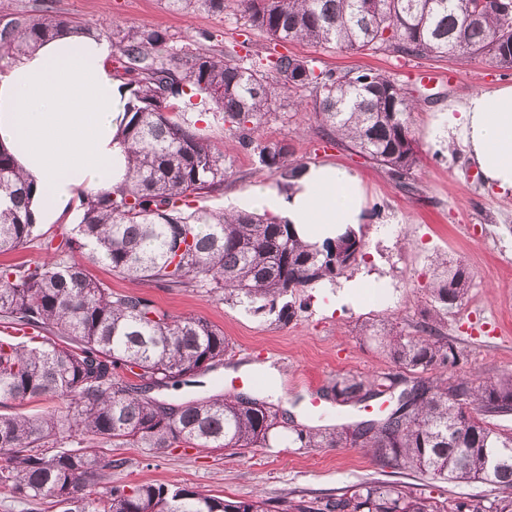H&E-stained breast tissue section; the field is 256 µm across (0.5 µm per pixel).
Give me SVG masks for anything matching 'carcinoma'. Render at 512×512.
Returning <instances> with one entry per match:
<instances>
[{
    "instance_id": "obj_1",
    "label": "carcinoma",
    "mask_w": 512,
    "mask_h": 512,
    "mask_svg": "<svg viewBox=\"0 0 512 512\" xmlns=\"http://www.w3.org/2000/svg\"><path fill=\"white\" fill-rule=\"evenodd\" d=\"M169 9L221 15L230 0H166ZM250 26L275 44L305 41L403 58L487 57L512 69V0H235ZM67 22L52 0L30 14L0 2V67L54 38ZM132 98L123 138L125 184L82 198V218L53 258L0 265V327L31 328L15 342L0 338V407L50 398L40 414H0V486L25 500H51L64 512H269L263 499L235 500L162 483L105 485L122 458L87 448H269L278 433L301 448H364L377 466L434 481H481L512 488V434L488 417L512 414V373L484 379L441 375L420 380L385 412L331 431L282 421L263 399L214 395L173 406L154 388L194 386L229 351L224 330L202 317H180L137 293H116L89 265L164 288H192L246 305L285 324L296 294L332 281L356 261L357 232L320 245L302 243L293 225L266 214L194 208L189 198L223 189L233 175L226 149L197 127L193 92L222 116L239 147L259 167L292 177L286 141L257 142L253 127L278 103L313 97L327 137L383 168L404 189L419 161L410 129L415 102L373 69L317 72L310 61L280 54L267 63L208 52L163 51V29L106 24ZM33 187L0 145V254L43 237L28 208ZM472 286L465 268H446L431 286L437 311L461 307ZM409 371L456 367L463 353L436 325L412 336L389 329L366 337ZM386 378L341 376L327 387L337 403L385 394ZM284 512H512V499L450 501L440 508L399 482L368 479L336 495L284 501Z\"/></svg>"
}]
</instances>
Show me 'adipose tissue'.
Returning <instances> with one entry per match:
<instances>
[{
	"label": "adipose tissue",
	"mask_w": 512,
	"mask_h": 512,
	"mask_svg": "<svg viewBox=\"0 0 512 512\" xmlns=\"http://www.w3.org/2000/svg\"><path fill=\"white\" fill-rule=\"evenodd\" d=\"M111 43L100 33L69 28L0 68V144L35 186L36 223L73 212L81 193L120 186L128 147L121 130L130 91L113 77ZM454 138L488 187L512 193V84L449 102L434 141ZM252 209L294 224L307 243H322L367 223L361 177L336 164L304 166L288 189L250 190Z\"/></svg>",
	"instance_id": "ef3b65f1"
}]
</instances>
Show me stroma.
Instances as JSON below:
<instances>
[{"label":"stroma","mask_w":512,"mask_h":512,"mask_svg":"<svg viewBox=\"0 0 512 512\" xmlns=\"http://www.w3.org/2000/svg\"><path fill=\"white\" fill-rule=\"evenodd\" d=\"M55 3L60 17L74 25L92 27L117 20L128 29H165L178 53L230 51L258 60L276 50L274 43L233 10L221 15L172 12L163 0ZM284 49L310 60L318 71H381L418 99L411 118L420 156L412 174L414 188H401L385 170L323 137L312 96H305L297 109L275 107L255 128L256 141H287L292 161L305 165L332 162L362 177L369 220L359 230L361 252L335 281L303 289L301 310L285 324L203 293L138 283L113 275L106 265L91 266V274L113 291L144 295L176 316L205 318L223 329L233 346L223 365L199 373V386L162 387L154 390V397L181 405L216 394L264 396L281 411L301 407L304 425L331 429L344 418L322 392L336 377L385 374L403 387L420 378L419 373L401 368L365 343L366 333L391 325L415 335L435 318L442 335L465 354L463 362L450 368V375L466 372L488 377L512 372V195L487 187L462 147L439 149L430 142L432 125L449 102L512 84V70L482 58L462 62L405 59L389 52L356 53L303 42L285 44ZM423 68L451 70L457 79L424 84L419 77ZM199 127L209 140L224 143L234 175L222 191L194 199V206L229 210L239 206L253 187L268 182L287 186L281 173L259 168L253 155L239 150L214 112L202 113ZM440 259L461 263L472 277V287L460 308L438 318L429 286ZM367 277L388 285L386 301L350 296L347 283ZM266 364L278 372L269 388L257 380L259 367ZM111 454L126 460L124 467L110 474L112 483L184 485L236 500L311 498L381 475L363 449L297 448L281 441L242 454L198 448H115ZM403 481L414 492L439 502L512 493L481 482H437L415 474L404 476Z\"/></svg>","instance_id":"obj_1"}]
</instances>
